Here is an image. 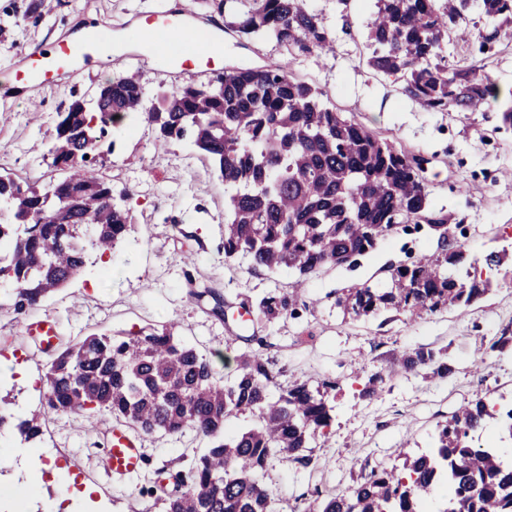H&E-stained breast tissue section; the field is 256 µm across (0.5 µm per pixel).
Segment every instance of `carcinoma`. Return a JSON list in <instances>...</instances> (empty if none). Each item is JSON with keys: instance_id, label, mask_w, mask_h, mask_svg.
Here are the masks:
<instances>
[{"instance_id": "carcinoma-1", "label": "carcinoma", "mask_w": 512, "mask_h": 512, "mask_svg": "<svg viewBox=\"0 0 512 512\" xmlns=\"http://www.w3.org/2000/svg\"><path fill=\"white\" fill-rule=\"evenodd\" d=\"M218 13H234L228 27L245 38L270 37L293 59L333 48L332 30L305 0H204ZM367 63L401 75L402 94L432 112H465L496 96L472 55L466 26L469 0H372ZM493 30L479 51L491 49L498 31L512 24V0H478ZM324 92L298 78L288 63L226 68L199 84L160 80L148 93L134 75L115 77L89 99L57 113L47 156L66 172L42 185L0 174V279L10 293L0 299L17 314L40 304L76 278L87 247L112 252L132 228L130 210L115 201L112 182L95 164L113 151L108 141L125 119L141 115L165 142L189 139L224 182V259L243 257L253 270L293 269V291L241 304L248 322L299 317L298 288L326 266H356L384 239L426 224L448 239L449 221L426 186L428 160L395 140L347 119L323 100ZM460 247L448 243L391 269V286L364 283L336 305L353 319L382 309L419 315L466 307L482 297V278ZM212 299L209 313L224 318L213 288L192 292ZM403 372L444 379L447 353L421 346L400 355ZM43 410L57 414L107 412L146 434L187 430L208 447L164 499V512H279L259 481L275 458L302 464V455L333 421L329 392L275 382L270 362L255 352L237 358V373L221 377L210 360L172 328L131 337L92 334L61 350L45 374ZM240 414L251 425L239 432L226 422ZM512 440V409L501 414L479 399L438 425L430 452L405 456L402 468L378 465L341 494L313 493L307 512H426L439 490L449 492L442 512H512V463L499 449L476 448L473 435L488 423ZM13 429L26 441L42 432L40 414Z\"/></svg>"}]
</instances>
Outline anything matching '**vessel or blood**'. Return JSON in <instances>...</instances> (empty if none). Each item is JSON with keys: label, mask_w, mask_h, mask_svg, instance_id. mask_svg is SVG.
Here are the masks:
<instances>
[{"label": "vessel or blood", "mask_w": 512, "mask_h": 512, "mask_svg": "<svg viewBox=\"0 0 512 512\" xmlns=\"http://www.w3.org/2000/svg\"><path fill=\"white\" fill-rule=\"evenodd\" d=\"M174 28L171 10L164 9L145 19L140 38L153 49L159 73H166L171 59L170 38ZM99 31H85L49 47L29 51L21 65L0 72V96L16 98L30 89H45L74 78L93 60L101 58ZM106 458L114 482L128 481L140 470L143 459L139 440L126 429L112 428Z\"/></svg>", "instance_id": "obj_1"}]
</instances>
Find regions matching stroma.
Segmentation results:
<instances>
[{
  "instance_id": "stroma-1",
  "label": "stroma",
  "mask_w": 512,
  "mask_h": 512,
  "mask_svg": "<svg viewBox=\"0 0 512 512\" xmlns=\"http://www.w3.org/2000/svg\"><path fill=\"white\" fill-rule=\"evenodd\" d=\"M307 6L332 28L334 48L290 61L275 41L244 40L225 28L223 15L205 0H0V71L89 22L110 23L105 38L112 46L111 64L35 93L33 101L0 99L2 173L36 184L62 179L63 171L42 157L58 112L73 100L91 98L100 84L119 75H136L154 89L160 76L151 52L129 35L145 17L170 7L183 14L185 24L220 40L223 50L210 60L214 70L290 61L293 73L324 91L345 116L427 157V189L449 215V240L467 258L509 250L505 263L489 274V292L468 307L418 318L391 309L360 320L344 316L336 305L344 290L365 282L386 286L391 268L441 247L438 232L426 226L395 234L356 267L321 270L301 292L299 318L263 325L258 340L250 342L240 302L288 290L294 272L252 271L242 258L225 261L224 183L193 146L161 144L155 127L141 120L117 138L100 173L115 192H127L134 230L108 257L90 252L80 277L38 306L21 314L0 309V356L22 359L19 370L0 383V404L19 419L41 406L44 387L29 386L28 380L44 377L52 356L29 330L38 322L52 326L62 347L92 334L127 336L172 323L176 335L205 355L220 376L233 375L236 356L253 350L271 361L281 385L336 381L330 393L334 419L309 449V465L275 460L265 471L263 482L279 512H303L313 490L341 493L375 465L401 466L402 453L428 448L438 424L464 402L512 396V345L490 348L512 327V127L501 119L512 103V28L500 31L485 65L498 96L468 112H428L402 95L400 82L368 67L369 5L351 0L342 10L336 0H307ZM205 286L227 301L224 319L204 313L192 296V289ZM421 346L445 349L452 374L430 379L392 373L396 355ZM375 372L386 376L383 391L360 398ZM112 425L106 414L89 419L51 413L40 438L0 437V512H16L21 504L27 512H45V501L60 495L54 484L45 483L37 499L22 490L57 463L90 488L88 512H163L162 476L188 471L207 438L192 430L140 435L145 464L127 486L116 487L104 469Z\"/></svg>"
}]
</instances>
